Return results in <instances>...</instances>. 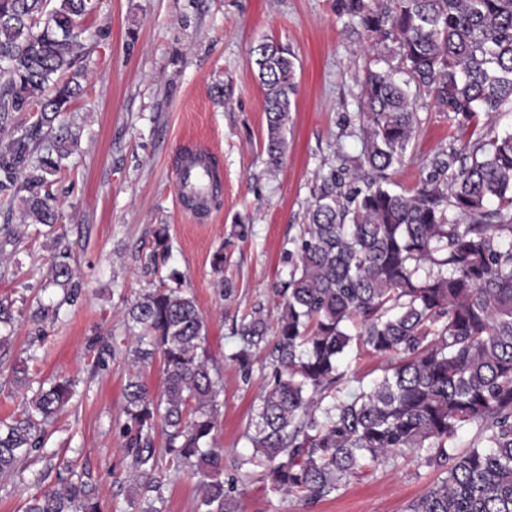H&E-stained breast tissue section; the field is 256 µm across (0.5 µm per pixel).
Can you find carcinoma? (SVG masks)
I'll list each match as a JSON object with an SVG mask.
<instances>
[{
	"label": "carcinoma",
	"instance_id": "carcinoma-1",
	"mask_svg": "<svg viewBox=\"0 0 512 512\" xmlns=\"http://www.w3.org/2000/svg\"><path fill=\"white\" fill-rule=\"evenodd\" d=\"M95 8V0H59L50 10L47 0H0V130L13 128L0 142V193L25 192L32 224L57 220L47 185L77 142L61 116L83 91L80 20ZM336 15L361 39L395 44L398 62L363 74V160L353 172H331L308 210L274 342L261 307L237 329L232 361L245 370L270 344L276 367L248 423L252 452L234 467H262L271 490L310 504L413 453L445 477L407 512H512V134L435 154L409 192L387 182L412 140L421 97L460 124L512 106V0H336ZM251 58L276 167L297 94L294 54L262 41ZM33 107L37 121L15 126ZM60 257L53 282L75 296L70 254ZM168 280L127 310L134 362L158 355L163 366L160 395L138 373L124 388L132 503L163 512L159 428L172 463L200 477L196 512H238L224 449L214 446L222 387L197 353L205 322L180 292L179 273ZM353 347L386 366L366 387L355 378L360 386L346 394L342 358ZM76 394V382L56 379L22 417L0 422L1 476L22 473L33 458L44 462L40 482L68 470L43 447ZM466 425L478 436L461 451L453 439ZM23 512L103 510L90 475L72 473L64 490L27 498Z\"/></svg>",
	"mask_w": 512,
	"mask_h": 512
}]
</instances>
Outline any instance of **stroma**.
<instances>
[{"label": "stroma", "instance_id": "stroma-1", "mask_svg": "<svg viewBox=\"0 0 512 512\" xmlns=\"http://www.w3.org/2000/svg\"><path fill=\"white\" fill-rule=\"evenodd\" d=\"M78 63L83 94L66 114L80 129L77 149L49 187L54 228L32 224L0 250V300L14 320L0 358V421L21 415L39 382L65 375L77 394L49 429L47 452L89 472L108 512H134L131 459L122 446L124 387L134 370L125 312L170 271L205 319L200 352L223 391L214 443L224 474L237 477L239 512H406L443 473L407 456L346 481L312 505L270 490L263 469L236 475L250 453L245 436L274 365L256 353L248 369L230 356L235 329L263 308L281 311L279 292L297 261L296 242L325 176L342 158L362 156L360 78L379 68L383 46L362 43L336 16L335 0H97L84 21ZM287 43L296 56L298 91L278 167L263 149L264 93L249 50L262 40ZM512 133V109L461 124L420 102L413 140L391 170L395 191L412 190L433 155L489 134ZM187 148H205L223 175L222 194L194 221L177 187ZM166 227L167 250L155 246ZM68 251L81 288L67 299L52 283ZM224 253V271L212 266ZM26 372L17 380L14 371ZM43 464L0 476V512H21L25 498L58 489ZM165 512H194L196 477L163 469Z\"/></svg>", "mask_w": 512, "mask_h": 512}]
</instances>
